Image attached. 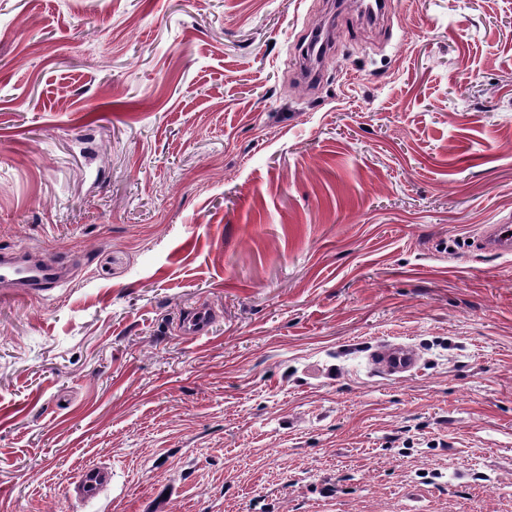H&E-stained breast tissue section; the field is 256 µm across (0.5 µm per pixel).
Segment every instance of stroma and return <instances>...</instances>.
Listing matches in <instances>:
<instances>
[{"instance_id": "1", "label": "stroma", "mask_w": 512, "mask_h": 512, "mask_svg": "<svg viewBox=\"0 0 512 512\" xmlns=\"http://www.w3.org/2000/svg\"><path fill=\"white\" fill-rule=\"evenodd\" d=\"M0 31V248L71 265L0 298V512H512V259L473 244L512 220V0H0ZM211 320L212 313L209 308H197L191 315L178 324L177 335L187 339L196 338L208 330ZM377 356L380 364L390 375L404 374L413 365V357L407 347L386 345L378 351ZM112 468L92 463L85 466L69 487L72 497L84 502L99 500L112 485Z\"/></svg>"}]
</instances>
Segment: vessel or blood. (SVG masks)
Here are the masks:
<instances>
[{
	"mask_svg": "<svg viewBox=\"0 0 512 512\" xmlns=\"http://www.w3.org/2000/svg\"><path fill=\"white\" fill-rule=\"evenodd\" d=\"M481 252L499 256H512V225L488 224L477 240ZM60 266L30 262L12 252L0 253V292L5 294L38 295L53 289L61 282ZM212 313L209 308H197L179 323L180 337L192 339L202 335L210 326ZM378 360L388 374L401 375L410 370L413 357L408 348L386 345L378 352ZM112 469L104 464L85 466L69 487L72 497L84 502L99 500L112 484Z\"/></svg>",
	"mask_w": 512,
	"mask_h": 512,
	"instance_id": "b4317fda",
	"label": "vessel or blood"
}]
</instances>
